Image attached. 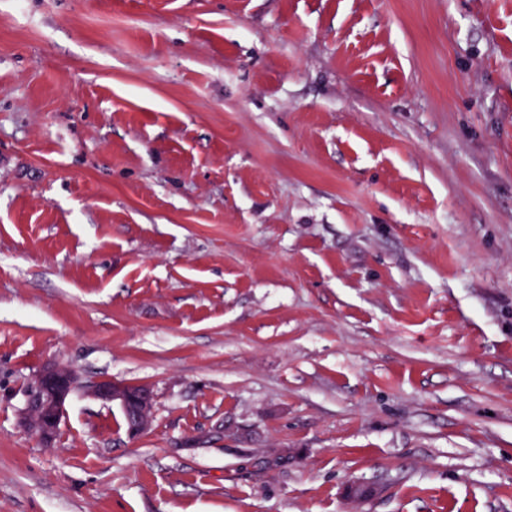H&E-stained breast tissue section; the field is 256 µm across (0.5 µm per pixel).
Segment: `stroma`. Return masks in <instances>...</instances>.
Wrapping results in <instances>:
<instances>
[{"instance_id": "obj_1", "label": "stroma", "mask_w": 512, "mask_h": 512, "mask_svg": "<svg viewBox=\"0 0 512 512\" xmlns=\"http://www.w3.org/2000/svg\"><path fill=\"white\" fill-rule=\"evenodd\" d=\"M0 512H512V0H0ZM34 396L28 397L22 412L23 426L44 444H52L60 433L67 401L78 390L104 402L117 403L129 423L132 436L148 431L154 418V393L147 384L99 379L82 382L69 366L48 365L31 379Z\"/></svg>"}]
</instances>
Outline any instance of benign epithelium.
Returning a JSON list of instances; mask_svg holds the SVG:
<instances>
[{
  "label": "benign epithelium",
  "mask_w": 512,
  "mask_h": 512,
  "mask_svg": "<svg viewBox=\"0 0 512 512\" xmlns=\"http://www.w3.org/2000/svg\"><path fill=\"white\" fill-rule=\"evenodd\" d=\"M30 385L34 396L27 398L22 424L46 445L52 444L59 435L66 403L79 389L104 403L118 404L132 436L148 431L153 423L154 393L147 384L110 379L84 382L72 368L53 364L37 371Z\"/></svg>",
  "instance_id": "1"
}]
</instances>
